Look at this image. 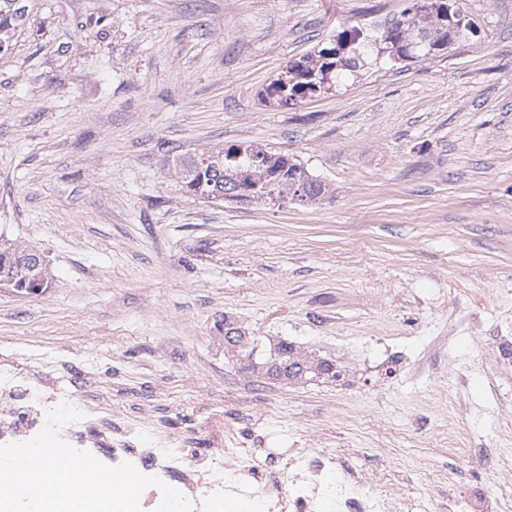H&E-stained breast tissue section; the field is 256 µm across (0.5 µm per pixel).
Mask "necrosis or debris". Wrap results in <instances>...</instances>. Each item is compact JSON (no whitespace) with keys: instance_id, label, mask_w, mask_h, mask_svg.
<instances>
[{"instance_id":"necrosis-or-debris-1","label":"necrosis or debris","mask_w":512,"mask_h":512,"mask_svg":"<svg viewBox=\"0 0 512 512\" xmlns=\"http://www.w3.org/2000/svg\"><path fill=\"white\" fill-rule=\"evenodd\" d=\"M43 365L40 355L30 354L25 369H0V444L33 438L47 410L66 402L84 414L62 429L66 442L107 465L127 461L147 476L179 477L193 512H219L224 501L246 502L249 512H417L415 498L370 492L355 466L325 450L259 456L227 448L188 459L163 431L134 418L116 421L109 405L79 398L66 376L42 381Z\"/></svg>"}]
</instances>
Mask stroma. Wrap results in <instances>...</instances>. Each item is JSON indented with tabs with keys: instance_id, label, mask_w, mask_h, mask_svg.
Returning a JSON list of instances; mask_svg holds the SVG:
<instances>
[{
	"instance_id": "stroma-1",
	"label": "stroma",
	"mask_w": 512,
	"mask_h": 512,
	"mask_svg": "<svg viewBox=\"0 0 512 512\" xmlns=\"http://www.w3.org/2000/svg\"><path fill=\"white\" fill-rule=\"evenodd\" d=\"M476 40L380 65L290 109L262 95L342 28L409 0H33L0 53V234L48 290H0V367L66 361L188 441L329 449L424 504L512 481V0H467ZM260 144L329 189L313 205L215 203L174 159ZM344 366L286 383L224 353V324ZM24 277L38 279L39 281H32L31 288H16L17 290L13 291V293H15L16 295H38L45 291L52 281V274L48 263H46L45 261H41V263H36L32 268L23 270L22 276L17 277L14 285L3 284L2 287L15 288V285H19L23 281ZM40 281L43 282V284ZM44 283H46V288H44Z\"/></svg>"
}]
</instances>
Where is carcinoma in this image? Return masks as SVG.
<instances>
[{
  "instance_id": "obj_1",
  "label": "carcinoma",
  "mask_w": 512,
  "mask_h": 512,
  "mask_svg": "<svg viewBox=\"0 0 512 512\" xmlns=\"http://www.w3.org/2000/svg\"><path fill=\"white\" fill-rule=\"evenodd\" d=\"M32 0H0V52L9 50L29 15ZM415 8H408L397 19L385 26L375 40L358 42L360 29L350 26L336 34L317 51L300 60L288 62L285 71L274 79L265 90L270 103L281 99L300 101L314 94H326L337 86L341 78L357 77L363 71L381 62L419 61L429 58L433 42L429 37L443 31L442 46L449 49L458 39L474 32L473 19L459 4V0H440L433 6L431 0H413ZM263 155L269 170L280 167L283 158L261 145H230L218 147L207 156L193 155L174 164V175L186 190L203 198L222 201L224 197L239 198L256 180L247 176L253 164L248 151ZM240 156L233 163L229 156ZM288 170L298 176L299 186L308 200L320 201L325 197V185L295 161H288ZM30 277L51 284L52 274L48 263L41 262L22 271L16 283ZM257 362L274 363L276 376L295 378L339 379L342 370L332 363L316 357L304 356L295 347L280 341L273 346L261 347Z\"/></svg>"
}]
</instances>
